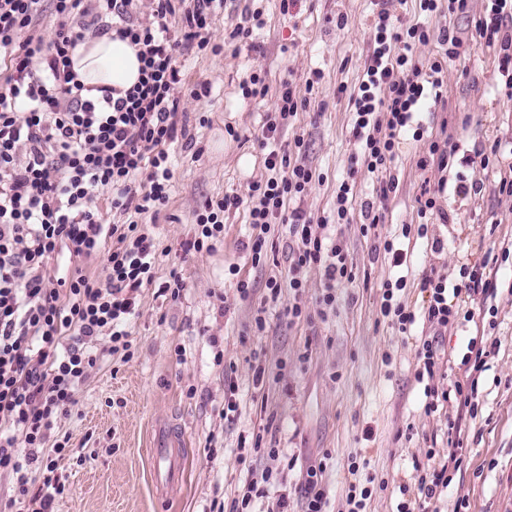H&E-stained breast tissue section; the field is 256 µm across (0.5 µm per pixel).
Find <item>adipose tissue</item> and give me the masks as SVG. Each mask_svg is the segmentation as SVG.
I'll list each match as a JSON object with an SVG mask.
<instances>
[{"label":"adipose tissue","instance_id":"adipose-tissue-1","mask_svg":"<svg viewBox=\"0 0 512 512\" xmlns=\"http://www.w3.org/2000/svg\"><path fill=\"white\" fill-rule=\"evenodd\" d=\"M71 60L78 81L88 88L93 99L98 98L99 88L124 91L132 87L139 77L136 47L110 35L79 42Z\"/></svg>","mask_w":512,"mask_h":512}]
</instances>
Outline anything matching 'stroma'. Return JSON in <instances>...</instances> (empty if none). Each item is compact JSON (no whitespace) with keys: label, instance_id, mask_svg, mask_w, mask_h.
I'll return each mask as SVG.
<instances>
[{"label":"stroma","instance_id":"obj_1","mask_svg":"<svg viewBox=\"0 0 512 512\" xmlns=\"http://www.w3.org/2000/svg\"><path fill=\"white\" fill-rule=\"evenodd\" d=\"M378 0H298L282 13L280 0H224L213 20L220 54L200 53L182 60L187 84L207 83L209 98L185 101L180 123L186 135L172 148L173 187L148 230L164 253L155 267L157 281L178 273L186 283L179 299L142 289L137 316L129 330L134 356L125 360L100 344L99 359L81 387L78 404L61 418L56 433L68 436L73 453L58 462L66 490L56 499L57 512H211L230 502L267 464L257 455L238 460L240 436H262L280 448L288 486L304 484L307 472L318 475L327 492L326 512H345L352 486L374 476L380 488L366 512H396L401 486H413V463L439 465L448 455V427L461 430V467L448 489L426 502L425 512H453L465 501L468 512H512V197L499 194L495 177H481L478 167L454 162L441 171L436 162L420 166L428 141L445 136L461 156L501 143L512 148V98L498 71L499 50L484 46L475 25L486 0H468L465 12L426 13L419 0H405L395 15L402 25L421 23L431 31H457L463 46L448 63L442 99L427 104L419 116L424 139L405 138L391 164L398 188L387 203L380 234H400L403 225L427 224L426 237L410 236L409 266L394 268L376 258L372 237L362 236L359 204L375 198L379 178L357 162L358 147L350 131L348 90L357 87L362 62L373 39L371 22ZM264 24L247 43L234 46L227 37L253 11ZM264 71L266 96L243 98L240 88L250 73ZM320 71L319 92L298 112L281 139L303 136L309 162L321 176L300 206L311 219L329 216L336 190L353 176L358 204L347 224L338 226L354 277L336 287V307L320 319L317 297L325 287L321 270L305 275L303 301L307 319L289 322L286 307L289 247L287 227L275 236L276 261L252 267L243 250L252 229L246 209L224 215V248L213 253L183 254L181 247L197 230L195 212L209 198L246 195L263 180L265 152L257 136L275 101L282 79L304 87ZM483 178L481 193L456 190L457 181ZM446 190H439V183ZM438 192L448 215H419L422 189ZM444 243L434 252L433 239ZM490 256L497 263L495 296H475L465 306L468 320L449 327L444 358L433 379L438 388L454 382L476 383L472 409L447 404L426 412L423 383L418 382L417 349L430 329L415 324L403 335L380 312L386 281L405 277L397 296L421 309L428 295L420 283L430 270L459 283L466 260ZM240 269L231 275L230 266ZM283 281L277 301L267 300L269 277ZM256 290L242 300L237 278ZM264 312V334L254 331ZM490 355L482 372L463 365L470 342ZM223 360H216V350ZM266 366L255 381V361ZM233 378L238 411L224 418V380ZM174 427L184 436L181 473L167 489L154 481L153 448L159 431ZM216 452H209L210 442ZM365 464V474L349 471Z\"/></svg>","mask_w":512,"mask_h":512}]
</instances>
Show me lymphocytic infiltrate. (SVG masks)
Instances as JSON below:
<instances>
[{"instance_id":"obj_1","label":"lymphocytic infiltrate","mask_w":512,"mask_h":512,"mask_svg":"<svg viewBox=\"0 0 512 512\" xmlns=\"http://www.w3.org/2000/svg\"><path fill=\"white\" fill-rule=\"evenodd\" d=\"M43 0H0V473L9 474L15 494L12 512H53L65 485L57 474L59 458L71 452L68 440H52L58 418L69 415L76 394L97 364V341L107 339L111 354L134 355L128 325L137 313L142 289L178 299L185 288L181 276L156 282L159 248L142 220L156 217L169 200L173 177L170 148L178 139L183 95L198 100L207 85L184 90L179 58L184 52L211 50L212 18L223 0H52L57 19L51 37L36 26ZM395 0H380L373 19L374 37L363 62V74L349 95L351 134L371 173L380 174L375 200L357 202L354 184L342 181L329 219L312 221L298 208L316 181L305 157L304 139L286 146L278 139L297 112L306 109L290 80H282L271 112L261 129L270 147L264 164L268 177L250 185L246 196L224 195L206 200L196 213L198 231L185 242L184 253H213L224 246V214L247 206L252 235L246 245L252 265L271 259L270 234L288 225L293 237L287 283L265 282L266 297L277 300L290 288L289 320L303 315L306 269L324 273L326 286L316 303L320 312L334 309L337 283L352 279L353 265L329 224H344L353 205L365 219L363 235H378L383 221L380 203L398 184L388 170L427 101H440L449 60L460 55L461 39L450 30L437 35L419 24L394 28ZM179 17L178 30L169 20ZM109 31L138 48L140 79L123 95L105 91L85 98L75 80L70 53L83 30ZM477 31L486 45H499V70L512 97V0H488ZM437 41L442 52L427 66L413 60L416 45ZM112 193L111 207L129 216L126 224L104 223L97 193ZM105 255L101 272L88 268ZM488 259L462 264L461 283L449 285L437 273L423 277L429 299L423 311L396 301L404 278L386 283L381 311L399 333L424 320L434 334L418 350L417 379L425 380L427 411L457 402L470 406L461 383L438 389L431 385L440 369L438 334L458 317V305L476 295H493L486 279ZM52 445V456L40 453ZM269 464L261 482L249 483L232 499L228 512H252L255 499L283 479L280 451H264ZM457 448L437 467L414 463L416 498L401 502L397 512H421L423 500L434 499L458 470ZM38 468L42 486L28 488L29 471Z\"/></svg>"}]
</instances>
